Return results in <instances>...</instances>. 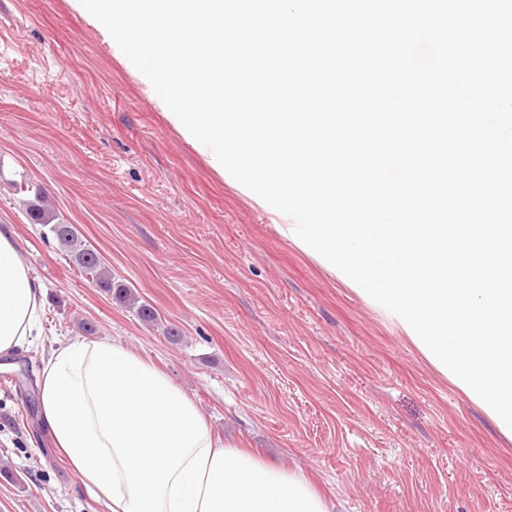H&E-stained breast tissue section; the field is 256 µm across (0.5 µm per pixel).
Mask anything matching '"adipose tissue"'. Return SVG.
<instances>
[{
  "instance_id": "obj_1",
  "label": "adipose tissue",
  "mask_w": 512,
  "mask_h": 512,
  "mask_svg": "<svg viewBox=\"0 0 512 512\" xmlns=\"http://www.w3.org/2000/svg\"><path fill=\"white\" fill-rule=\"evenodd\" d=\"M45 288L0 225V357L33 345ZM55 449L105 512H330L301 469L210 432L195 402L124 344L51 347L37 376Z\"/></svg>"
}]
</instances>
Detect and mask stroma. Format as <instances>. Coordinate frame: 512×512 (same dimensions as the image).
Masks as SVG:
<instances>
[{
    "mask_svg": "<svg viewBox=\"0 0 512 512\" xmlns=\"http://www.w3.org/2000/svg\"><path fill=\"white\" fill-rule=\"evenodd\" d=\"M42 202L157 323L44 237L29 217ZM0 224L47 288L41 336L0 368V512H102L25 378L84 321L162 369L214 434L303 469L341 512H512V440L229 187L68 0H0Z\"/></svg>",
    "mask_w": 512,
    "mask_h": 512,
    "instance_id": "35a3bbf8",
    "label": "stroma"
}]
</instances>
